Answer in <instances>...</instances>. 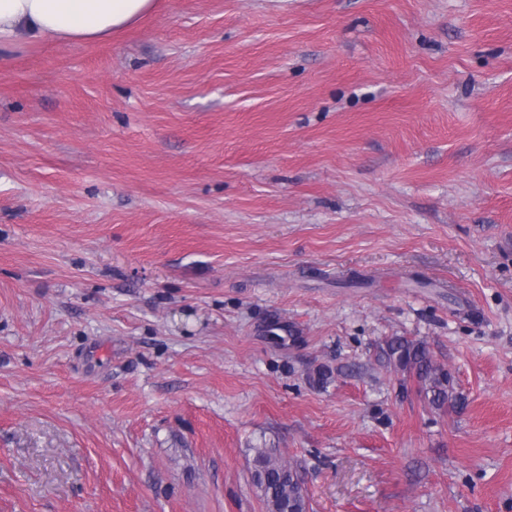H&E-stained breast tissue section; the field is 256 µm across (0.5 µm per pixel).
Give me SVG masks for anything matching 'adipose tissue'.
I'll return each mask as SVG.
<instances>
[{"mask_svg": "<svg viewBox=\"0 0 512 512\" xmlns=\"http://www.w3.org/2000/svg\"><path fill=\"white\" fill-rule=\"evenodd\" d=\"M154 0H0V53L34 42L105 39L153 10Z\"/></svg>", "mask_w": 512, "mask_h": 512, "instance_id": "obj_1", "label": "adipose tissue"}]
</instances>
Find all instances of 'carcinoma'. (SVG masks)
<instances>
[{
	"instance_id": "1",
	"label": "carcinoma",
	"mask_w": 512,
	"mask_h": 512,
	"mask_svg": "<svg viewBox=\"0 0 512 512\" xmlns=\"http://www.w3.org/2000/svg\"><path fill=\"white\" fill-rule=\"evenodd\" d=\"M378 358L421 383L431 408L449 407L454 411L463 408L465 399L457 391L453 376L434 360L425 341L392 337L379 347ZM252 477L263 494L268 512H308L307 496L300 492L296 472L276 455L275 449L257 452Z\"/></svg>"
}]
</instances>
